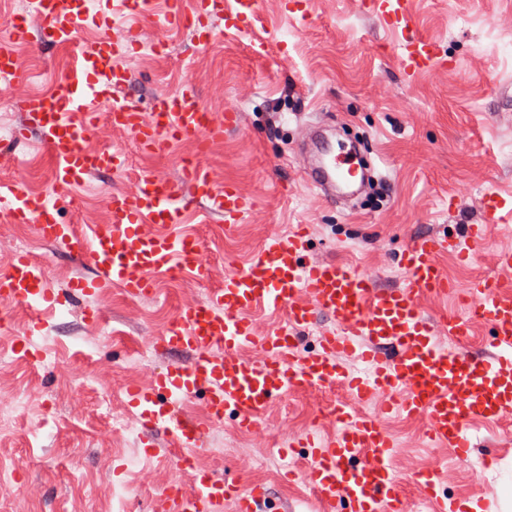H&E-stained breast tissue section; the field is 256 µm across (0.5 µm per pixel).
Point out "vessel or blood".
Listing matches in <instances>:
<instances>
[{"label":"vessel or blood","instance_id":"1","mask_svg":"<svg viewBox=\"0 0 512 512\" xmlns=\"http://www.w3.org/2000/svg\"><path fill=\"white\" fill-rule=\"evenodd\" d=\"M116 2L132 19L122 28L113 27L109 17L93 14L91 0H37L45 43L73 45L76 33L89 24L98 31L93 48L78 54L55 94L29 93L16 102L27 126L17 129L15 137L25 139L30 129L38 132L53 160V183L60 191L91 174L124 173L121 148L84 146L96 127L98 106H105L112 126L132 133L146 154L166 152L177 137L219 141L239 126L234 110L219 118L206 112L188 78L175 93L159 99L151 113H143L138 98L127 91L129 72L121 58L151 39V32L134 22L150 0ZM361 6L393 29L406 17L405 0H362ZM255 9L256 0H235L231 10L225 9L224 0H194L189 16L197 44L204 47L213 40L210 18H223L230 28ZM189 16L180 0H171L165 23L179 27ZM27 37V22L20 17L0 41V82L8 87L29 80L10 52L13 42ZM402 63L408 73L417 74L443 61L430 42L413 39L403 45ZM298 140L307 183L323 197L343 198L342 176L357 165L356 151L333 144L323 127L299 129ZM182 177L176 184L155 172H142L131 184L106 194L108 226L82 232L59 221L57 198L28 193L18 178L0 181V205L9 209L14 223L32 225L39 239L59 246L89 270L58 293L47 287L39 264L17 254L0 275V301L26 303L36 331L44 308L64 305L73 297L115 285L133 297L155 295L161 272L189 271L208 283L211 264L202 246L179 229L187 203H209L223 215L229 235L255 201L234 185L217 186L199 161L184 163ZM508 218L512 208L490 193L483 200L480 223L463 225L450 236L425 235L412 241L399 256L406 279L397 288L379 287L375 275L350 264L308 261L307 229L271 233L245 267L225 270L222 288L180 306L169 326L148 341V348L184 353L188 359L154 373L149 384L128 390L132 420L141 426L143 438L166 433L176 464L185 468L192 464L205 426L179 414L175 403L203 398L214 421L229 416L241 430L253 433L273 400L292 392L341 388L344 398L330 407L335 437L309 434L296 442L311 460L307 482L317 502L339 506L341 512H406L393 471L394 444L381 423L385 414L424 418L430 441L466 462L474 449L472 427L512 409V300L498 297L496 281L471 283L466 291L474 314L470 320L454 313L432 320L419 305L423 294L448 293L437 262L440 255L456 252L468 258L469 248L484 241L488 226ZM260 308L284 313V323L255 335L248 315ZM476 321L489 328L491 358L470 350L468 336ZM317 326L322 332L316 345L296 358L302 337ZM447 335L458 342L457 351L442 349L438 339ZM243 347L261 348L263 362L244 359L239 353ZM346 354L365 363L366 371L345 370L340 358ZM415 481L425 490L430 512H474L467 501L449 500L441 492L436 473L416 475ZM164 498L170 512H217L229 498L237 512H277L265 487L221 481L208 472L198 475L193 494L184 495L173 485Z\"/></svg>","mask_w":512,"mask_h":512}]
</instances>
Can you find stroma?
<instances>
[{"instance_id":"1","label":"stroma","mask_w":512,"mask_h":512,"mask_svg":"<svg viewBox=\"0 0 512 512\" xmlns=\"http://www.w3.org/2000/svg\"><path fill=\"white\" fill-rule=\"evenodd\" d=\"M306 9L303 17L290 12L287 0H258L242 31L225 30L223 19H214L208 46L197 45L184 26L167 31L160 54L136 49L124 57L130 91L143 110L174 93L187 74L212 112L223 113L228 103L237 109L241 129L208 145L202 161L216 184L236 185L254 196L255 207L229 237L222 216L190 215L186 227L199 233L211 260L209 284L186 285L165 274L159 296L142 298L112 287L44 312L34 333L31 311H6L0 350L14 358L0 367V395L24 398L26 407L0 428V471L18 461L24 465L14 493L0 497V512H168L161 496L168 484L193 492L194 471L178 468L168 448L149 456L138 433L111 429L103 403L124 406L127 389L173 362V355L142 351L160 331L158 312L205 299L210 287L223 282L226 265L246 264L274 227L290 232L307 226L308 260L350 263L395 287L406 276L395 257L407 244L479 223L486 192L512 199V0H406L408 31L434 44L448 62L447 68L413 76L401 65L403 33L362 12L358 0H307ZM19 14L27 17L32 36L17 45L31 83L16 87L14 97L0 98V178L20 174L26 185L50 194L52 161L38 136L17 143L3 131L21 122L16 98L30 88L54 91L74 51L42 46L41 21L30 0H0V36ZM321 120L362 132L383 207L333 204L305 182L295 138L301 125ZM86 145L124 146L132 152V171L170 179L179 178L183 159L196 149L195 139L187 137L163 155L134 152L132 135L104 117ZM124 184L103 174L87 179L70 190L60 221L85 228L103 224L104 187ZM22 240L43 263L53 290L64 291L86 275L84 265L39 241L30 225L13 223L1 208L0 273ZM495 250L512 251V221L490 225L485 250L469 262L451 253L439 257L440 269L454 273L455 292L423 295L425 312L436 317L456 310L457 293L481 277L512 290V266L495 265ZM93 311L99 321L90 319ZM103 328L112 342L100 341ZM24 340L43 350L46 362H31L20 347ZM328 401L322 392L273 400L258 437L240 434L228 419L210 425L200 446L201 467L246 486L268 485L285 512H310L304 449L288 455L284 471L256 463L277 456L282 442L307 431L335 434V424L314 418ZM385 425L397 442L393 467L407 501L422 494L414 476L434 466L442 489L473 500L475 512H512V410L478 433L476 454L495 452L499 462L476 474L430 444L423 418L394 414Z\"/></svg>"}]
</instances>
